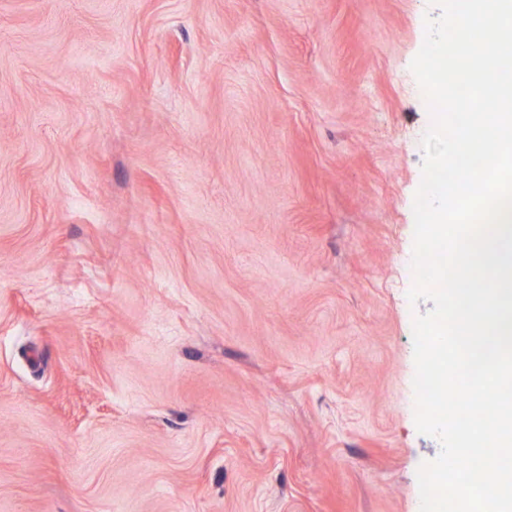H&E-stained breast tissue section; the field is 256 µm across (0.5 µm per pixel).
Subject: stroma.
I'll return each instance as SVG.
<instances>
[{
    "instance_id": "1",
    "label": "stroma",
    "mask_w": 512,
    "mask_h": 512,
    "mask_svg": "<svg viewBox=\"0 0 512 512\" xmlns=\"http://www.w3.org/2000/svg\"><path fill=\"white\" fill-rule=\"evenodd\" d=\"M430 0H0V512H420Z\"/></svg>"
}]
</instances>
